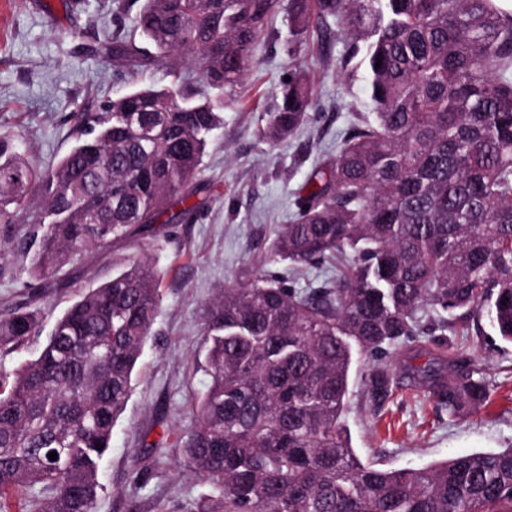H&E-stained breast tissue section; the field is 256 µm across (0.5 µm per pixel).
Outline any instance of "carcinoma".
<instances>
[{
    "instance_id": "obj_1",
    "label": "carcinoma",
    "mask_w": 512,
    "mask_h": 512,
    "mask_svg": "<svg viewBox=\"0 0 512 512\" xmlns=\"http://www.w3.org/2000/svg\"><path fill=\"white\" fill-rule=\"evenodd\" d=\"M278 3L141 0L101 51L130 74L166 65L171 85L74 113L76 143L52 169L0 129V226L39 225L24 243L34 275L197 212L193 185L224 93ZM288 10L299 39L344 34L348 79L363 54L372 112L310 174L269 249L270 261L300 272L331 263L335 276L298 291L256 269L208 304L209 383L181 461L211 487L199 512H512V448L384 469L357 456L343 424L354 356L395 344L405 375L449 416L487 401L480 373L426 340L431 316L466 330L485 318L512 344V10L502 0H289ZM185 62L203 89L181 76ZM289 77L264 117L271 144L315 110L307 71ZM36 185L42 211L27 201ZM159 302L152 263L134 258L0 379V512H93ZM40 329L37 309L1 315L0 350ZM370 388L375 402L387 396L386 367Z\"/></svg>"
}]
</instances>
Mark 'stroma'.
Returning <instances> with one entry per match:
<instances>
[{"instance_id":"stroma-1","label":"stroma","mask_w":512,"mask_h":512,"mask_svg":"<svg viewBox=\"0 0 512 512\" xmlns=\"http://www.w3.org/2000/svg\"><path fill=\"white\" fill-rule=\"evenodd\" d=\"M118 0H0V127L18 132L30 159L52 168L72 147L74 112L99 111L132 83L164 87L167 67L136 80L118 74L101 53L106 36L121 31ZM288 5L281 0L252 51L243 83L224 96V125L215 130L201 166L191 220L135 235L86 255L56 275L32 282L22 242L31 227L16 225L0 256V315L25 304L42 309L41 333L0 351V375L33 357L54 321L86 288L111 278L121 265L148 256L162 294L153 333L133 374V388L112 430L100 467L104 489L94 512H198L208 483L182 472L183 442L195 424L193 408L205 391L203 328L208 303L260 266L281 225L291 223L298 191L311 170L334 156L357 113L370 109L364 77L336 69L346 41L308 35L296 54ZM303 65L314 81L317 108L293 136L268 144L262 118L274 111L282 78ZM450 358L481 369L490 391L486 407L463 418L403 383L373 404L362 379L374 362L359 357L358 380L345 416L352 446L385 466L421 468L449 457L512 446V344L488 321L438 332Z\"/></svg>"}]
</instances>
